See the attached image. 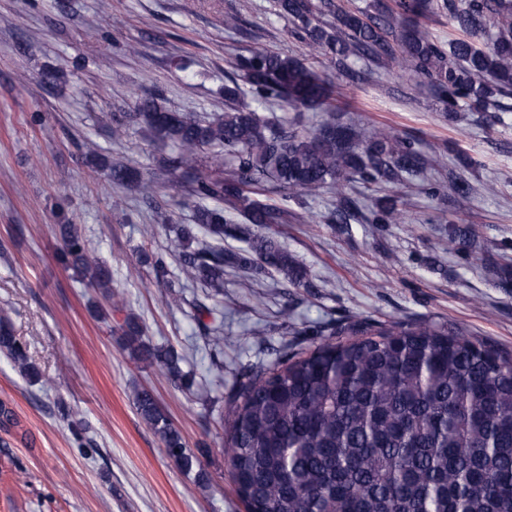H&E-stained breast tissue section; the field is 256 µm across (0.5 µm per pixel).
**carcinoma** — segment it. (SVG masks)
I'll return each mask as SVG.
<instances>
[{
  "label": "carcinoma",
  "instance_id": "carcinoma-1",
  "mask_svg": "<svg viewBox=\"0 0 512 512\" xmlns=\"http://www.w3.org/2000/svg\"><path fill=\"white\" fill-rule=\"evenodd\" d=\"M312 49L353 78L352 64L397 67L431 86L450 121L462 113L512 112V0H367L349 7L339 0H276ZM447 12L459 37L444 45L423 28L428 13ZM237 66L242 82L224 85L231 106L212 116L176 112L154 98L115 120L112 139L143 124L174 148L166 170L189 182L196 199L192 223L173 227L180 271L204 290L213 306L224 299V274L271 271L298 288H314L307 268L272 234L288 216L294 191L315 198L336 190L326 224H403L406 189L433 167L415 143L386 129L342 124L333 117L335 94L312 67L260 43ZM283 110L323 112L318 126L301 133L285 116L237 106L243 89ZM211 151L209 172L200 155ZM229 174H224V167ZM119 189L153 209L158 187L129 162L106 165ZM363 181L402 187L367 202L346 192ZM283 192L264 203L266 186ZM215 202L212 207L202 202ZM57 259L87 284L108 292L110 270L99 262L74 224L60 225ZM475 237L466 227L448 235L455 250ZM245 244L224 248V240ZM123 337L133 355L156 363L187 391L195 377L183 354L142 340L129 317ZM312 349L272 351L274 359L235 379L227 396V463L238 494L254 512H512V354L475 343L463 329L427 319L386 326L356 319L330 330ZM0 352L22 377L41 381L7 314L0 315ZM142 419L184 472L206 478L154 395L134 391Z\"/></svg>",
  "mask_w": 512,
  "mask_h": 512
}]
</instances>
